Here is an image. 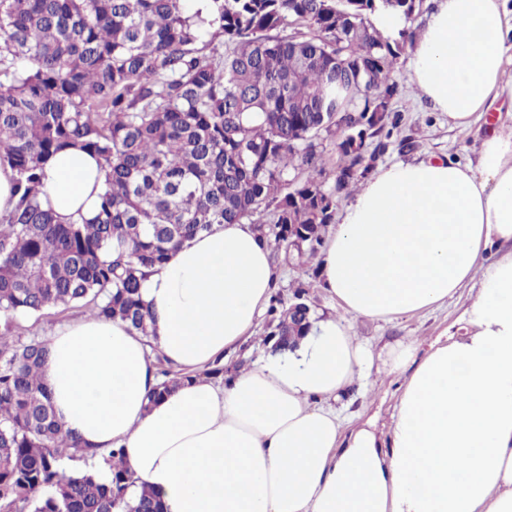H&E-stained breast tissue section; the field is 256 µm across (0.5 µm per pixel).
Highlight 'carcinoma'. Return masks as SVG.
<instances>
[{"instance_id":"carcinoma-1","label":"carcinoma","mask_w":512,"mask_h":512,"mask_svg":"<svg viewBox=\"0 0 512 512\" xmlns=\"http://www.w3.org/2000/svg\"><path fill=\"white\" fill-rule=\"evenodd\" d=\"M0 0V162L14 172L0 217V512H162L133 498L122 450L111 477L69 474L84 454L58 421L43 383L47 340L19 321L89 307L151 336L145 270L215 224L270 211L277 250L316 257L341 195L375 170L404 121L393 64L413 43L419 0ZM407 25L389 39L371 16ZM292 20L313 30L282 37ZM223 39L224 52H205ZM368 112L383 116L352 143ZM325 134L339 172L323 181ZM105 172L95 220L64 224L46 205L44 168L66 148ZM275 330L305 335L275 297Z\"/></svg>"}]
</instances>
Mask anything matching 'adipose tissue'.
<instances>
[{"mask_svg":"<svg viewBox=\"0 0 512 512\" xmlns=\"http://www.w3.org/2000/svg\"><path fill=\"white\" fill-rule=\"evenodd\" d=\"M511 0H437L411 51L419 95L468 127L512 100ZM105 174L69 149L44 169L65 223L93 219ZM333 315L299 345L222 381L201 376L250 340L277 273L253 224H216L172 250L142 282L154 342L192 381L160 384L144 337L85 317L48 340L44 384L86 448L124 451L130 494L164 512H512V120L483 137L475 162H396L365 180L320 248ZM478 292L457 338H412L379 353L347 322H389ZM405 381L390 437L344 428L337 409L376 364Z\"/></svg>","mask_w":512,"mask_h":512,"instance_id":"ef3b65f1","label":"adipose tissue"}]
</instances>
